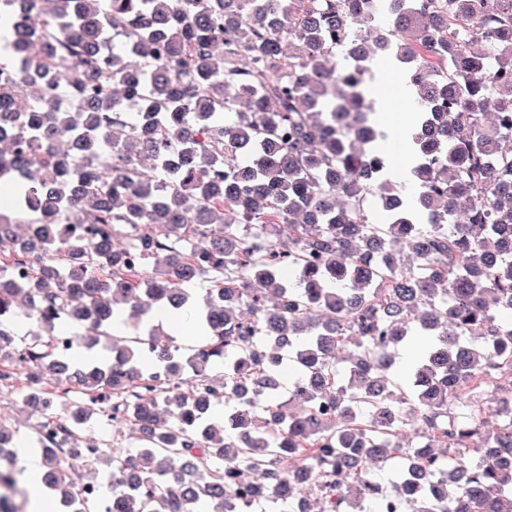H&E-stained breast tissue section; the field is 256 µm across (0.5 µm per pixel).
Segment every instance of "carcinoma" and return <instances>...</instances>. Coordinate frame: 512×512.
I'll list each match as a JSON object with an SVG mask.
<instances>
[{"label":"carcinoma","mask_w":512,"mask_h":512,"mask_svg":"<svg viewBox=\"0 0 512 512\" xmlns=\"http://www.w3.org/2000/svg\"><path fill=\"white\" fill-rule=\"evenodd\" d=\"M502 2L37 0L34 31L0 0V379L19 348L23 405L54 407L37 443L65 512H384L387 466L413 512H512V396L492 430L478 403L512 391ZM382 54L416 95L412 208L377 172L390 156L353 76ZM88 224L97 238L70 236ZM171 309L198 345L150 321ZM127 314L143 325L125 341ZM47 380L66 388L27 398ZM74 393L138 447L88 439ZM15 434L0 422V512L26 503ZM66 458L102 471L108 502Z\"/></svg>","instance_id":"obj_1"}]
</instances>
